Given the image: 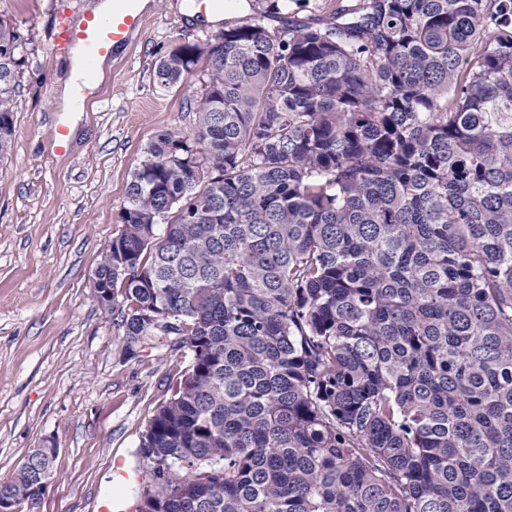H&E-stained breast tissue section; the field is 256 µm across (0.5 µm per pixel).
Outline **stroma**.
I'll return each mask as SVG.
<instances>
[{"label": "stroma", "instance_id": "1", "mask_svg": "<svg viewBox=\"0 0 512 512\" xmlns=\"http://www.w3.org/2000/svg\"><path fill=\"white\" fill-rule=\"evenodd\" d=\"M92 3L0 0L25 55L12 143L0 159V479L34 450L56 447L39 512H97L102 499L133 497L113 460L137 466L142 433L188 365L166 336L127 346L91 285L147 146L161 132L195 128L186 88L161 86L156 65L219 25L188 16L192 0H152L143 30L73 114L60 98L71 56L54 37ZM61 124L70 141L62 155Z\"/></svg>", "mask_w": 512, "mask_h": 512}]
</instances>
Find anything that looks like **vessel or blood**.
<instances>
[{
  "mask_svg": "<svg viewBox=\"0 0 512 512\" xmlns=\"http://www.w3.org/2000/svg\"><path fill=\"white\" fill-rule=\"evenodd\" d=\"M144 23L139 0H112V10L106 16L88 15L77 24L62 23L56 42L64 51L80 49L82 65L89 71L98 58L123 52Z\"/></svg>",
  "mask_w": 512,
  "mask_h": 512,
  "instance_id": "obj_1",
  "label": "vessel or blood"
}]
</instances>
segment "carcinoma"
Wrapping results in <instances>:
<instances>
[{"mask_svg": "<svg viewBox=\"0 0 512 512\" xmlns=\"http://www.w3.org/2000/svg\"><path fill=\"white\" fill-rule=\"evenodd\" d=\"M160 58L158 134L96 271L189 362L146 512H512V0H247ZM283 18L270 28L267 20ZM24 63L0 19V156ZM54 448L0 480L37 512Z\"/></svg>", "mask_w": 512, "mask_h": 512, "instance_id": "cac0c4a2", "label": "carcinoma"}]
</instances>
